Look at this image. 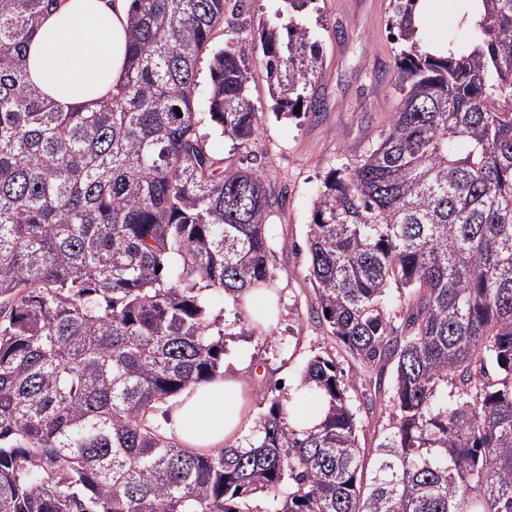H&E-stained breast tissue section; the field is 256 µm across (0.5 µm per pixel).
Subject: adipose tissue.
<instances>
[{"mask_svg":"<svg viewBox=\"0 0 512 512\" xmlns=\"http://www.w3.org/2000/svg\"><path fill=\"white\" fill-rule=\"evenodd\" d=\"M129 7L130 0H58L27 47L30 83L65 112L108 98L125 77ZM452 13L473 26L484 6L481 0H416L415 38L423 50L464 54V47L426 35L431 23ZM251 422L249 397L240 379L227 373L183 391L162 426L183 448L213 449L236 444Z\"/></svg>","mask_w":512,"mask_h":512,"instance_id":"adipose-tissue-1","label":"adipose tissue"}]
</instances>
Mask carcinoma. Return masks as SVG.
Segmentation results:
<instances>
[{
    "label": "carcinoma",
    "instance_id": "carcinoma-1",
    "mask_svg": "<svg viewBox=\"0 0 512 512\" xmlns=\"http://www.w3.org/2000/svg\"><path fill=\"white\" fill-rule=\"evenodd\" d=\"M55 2L0 0V512H512V0H483L458 58L422 52L413 0H390L397 108L308 232L319 326L356 372L314 355L298 386L327 397L319 426L293 430L274 395L246 445L196 450L156 417L219 373L206 291L271 283L283 198L199 135L198 63L246 151L249 61L279 111L315 116L319 46L292 21L285 44L254 37L251 0H131L125 79L63 112L23 66ZM358 391L390 404L370 450Z\"/></svg>",
    "mask_w": 512,
    "mask_h": 512
}]
</instances>
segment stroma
Instances as JSON below:
<instances>
[{"label": "stroma", "instance_id": "stroma-1", "mask_svg": "<svg viewBox=\"0 0 512 512\" xmlns=\"http://www.w3.org/2000/svg\"><path fill=\"white\" fill-rule=\"evenodd\" d=\"M389 0H320L319 8L296 13L322 48V69L314 88L323 102L317 117L275 116V101L261 66H254L252 99L261 118L249 148L265 168L271 186L286 193L268 217L273 231L274 287L279 314L268 332L239 335L241 310L227 295L214 293L210 307L223 315L230 338L224 366L237 372L255 414L267 410L271 389L288 397L307 359L326 350L324 333L313 322L315 292L307 246L313 204L331 170L357 161L397 106L393 81H377L373 69L391 70Z\"/></svg>", "mask_w": 512, "mask_h": 512}]
</instances>
